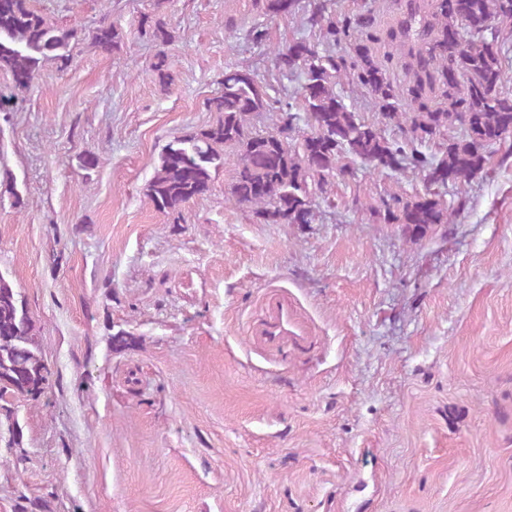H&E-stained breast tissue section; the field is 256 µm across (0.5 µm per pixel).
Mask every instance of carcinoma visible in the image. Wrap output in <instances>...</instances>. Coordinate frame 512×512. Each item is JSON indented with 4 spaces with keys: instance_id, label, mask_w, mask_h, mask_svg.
<instances>
[{
    "instance_id": "cac0c4a2",
    "label": "carcinoma",
    "mask_w": 512,
    "mask_h": 512,
    "mask_svg": "<svg viewBox=\"0 0 512 512\" xmlns=\"http://www.w3.org/2000/svg\"><path fill=\"white\" fill-rule=\"evenodd\" d=\"M301 2L257 0V5L273 19L296 15ZM500 18L512 19V0H435L429 14L417 0H406L391 34L410 59L409 79L399 90L369 46L371 14L336 15L324 3L314 5L307 23L318 31V41L298 39L274 50L278 68L303 74L298 106L310 132L296 136L298 106L273 97L272 85L247 68L229 67L222 90L206 101L219 119L165 147L148 186L149 201L171 213L205 193L212 171L224 165L223 146L239 154L231 198L253 207L267 224L312 223L314 194L330 202L327 186L349 174L351 161L386 173L412 167L422 174V191L394 197L373 215L381 224L399 225L410 241L423 240L448 223L438 188L482 173L488 149L512 137V97L502 92L505 60L493 26ZM76 37L75 30L49 22L31 0H0V69L12 79L10 92L0 90V112L31 87L43 61L69 56ZM94 41L113 50L121 38L114 28L101 26ZM343 78L375 96L383 123L397 128L398 137H386L347 107L336 93ZM272 111L276 131L251 130L254 117ZM426 144L437 152L422 153ZM52 377L25 297L0 272V425L7 426L9 445L20 446L22 432L5 395L37 401Z\"/></svg>"
}]
</instances>
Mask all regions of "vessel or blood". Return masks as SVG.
I'll return each instance as SVG.
<instances>
[{"label": "vessel or blood", "mask_w": 512, "mask_h": 512, "mask_svg": "<svg viewBox=\"0 0 512 512\" xmlns=\"http://www.w3.org/2000/svg\"><path fill=\"white\" fill-rule=\"evenodd\" d=\"M269 315L255 337L272 348L306 350L311 344V328L287 300L272 296L267 301Z\"/></svg>", "instance_id": "vessel-or-blood-1"}]
</instances>
